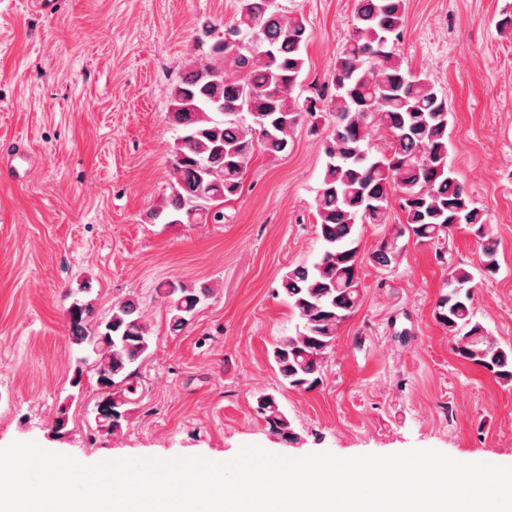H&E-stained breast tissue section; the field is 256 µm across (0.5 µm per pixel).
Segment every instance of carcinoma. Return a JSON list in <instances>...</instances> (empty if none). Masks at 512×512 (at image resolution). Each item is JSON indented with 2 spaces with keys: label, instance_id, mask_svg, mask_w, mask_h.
Masks as SVG:
<instances>
[{
  "label": "carcinoma",
  "instance_id": "cac0c4a2",
  "mask_svg": "<svg viewBox=\"0 0 512 512\" xmlns=\"http://www.w3.org/2000/svg\"><path fill=\"white\" fill-rule=\"evenodd\" d=\"M406 14L407 0H357L351 32L336 59L333 88L325 86L301 101L293 91L306 64L305 20L285 15L276 0H238L224 31L202 24L201 32L211 40L208 56L190 61L172 92L169 119L182 134L174 151L170 195L148 212L152 224L224 223V203L241 192L256 149L272 156L286 153L303 115L336 114V126L324 142L326 162L315 197L320 251L310 264L281 278L296 327L273 347V359L283 384L292 390L309 392L320 384L324 355L360 306L364 261L389 266L404 233L438 244L456 223L465 224L480 240L479 273L492 274L499 267V243L484 229V211L448 166V97L396 53ZM227 32L239 40L237 47H226ZM243 112L250 123L239 120ZM372 122L389 135L388 151L379 156L371 151ZM394 196L402 225L366 258L360 253L359 228L390 223ZM474 280L465 267L450 269V291L436 305L435 318L454 338L456 356L512 384V347H501L474 318ZM159 293L170 328L181 331L211 289L166 281ZM67 313L72 343L86 352L76 360L72 383L80 385L85 366L92 365L102 403L96 430L117 434L139 394L149 330L131 300L112 304L110 314L90 328L82 325L92 314L89 304L76 300ZM260 398L269 432L285 444L295 442L297 435L276 397Z\"/></svg>",
  "mask_w": 512,
  "mask_h": 512
}]
</instances>
